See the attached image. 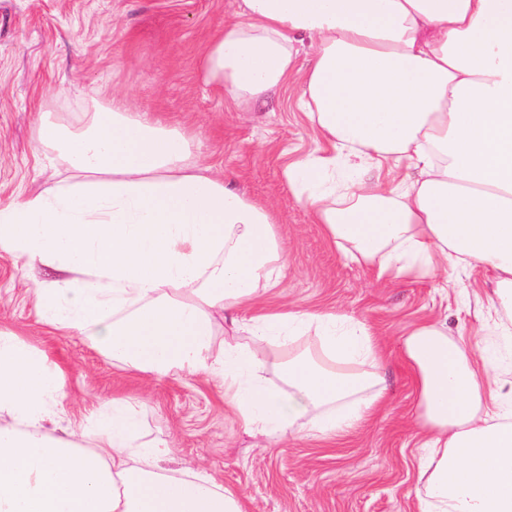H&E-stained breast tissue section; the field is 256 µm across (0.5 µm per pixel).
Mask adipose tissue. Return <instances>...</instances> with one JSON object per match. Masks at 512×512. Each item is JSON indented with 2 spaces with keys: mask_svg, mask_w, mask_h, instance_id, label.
Returning a JSON list of instances; mask_svg holds the SVG:
<instances>
[{
  "mask_svg": "<svg viewBox=\"0 0 512 512\" xmlns=\"http://www.w3.org/2000/svg\"><path fill=\"white\" fill-rule=\"evenodd\" d=\"M310 66L297 72L300 45ZM235 104L299 80V107L329 156L286 175L346 257L381 279L477 262L482 290L512 307V0H233L200 59ZM73 182L0 201V252L53 277L34 290L42 324L154 375H204L255 434L343 435L384 399L379 353L348 315L252 309L285 251L273 210L199 166L196 134L125 100L67 135L40 118ZM406 165L399 181L384 167ZM265 341L313 327L317 352H215L218 320ZM427 459L417 512H512V390H485L443 323L404 338ZM275 368L281 387L263 384ZM63 371L0 328V512H244L212 476L163 473L169 445L139 441L133 401L99 403L60 433Z\"/></svg>",
  "mask_w": 512,
  "mask_h": 512,
  "instance_id": "ef3b65f1",
  "label": "adipose tissue"
}]
</instances>
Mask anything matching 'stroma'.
<instances>
[{
    "label": "stroma",
    "instance_id": "35a3bbf8",
    "mask_svg": "<svg viewBox=\"0 0 512 512\" xmlns=\"http://www.w3.org/2000/svg\"><path fill=\"white\" fill-rule=\"evenodd\" d=\"M232 0H0V201L65 178L66 162L36 146L40 113L77 129L80 115L112 97L158 112L171 126L191 123L197 161L247 198L272 205L286 253L272 309H331L362 321L378 343L388 402L343 438L306 430L280 441L251 435L202 377L161 380L112 363L96 345L41 324L31 302L42 271L0 252V325L45 352L65 372L73 423L98 402L129 398L141 442L168 441L169 470L191 464L237 492L246 512H416L417 394L400 359L408 328L443 319L452 339L487 345L512 381V324L501 308L477 306L487 272L457 265L427 276L377 280L345 258L288 187V165L313 153L315 133L288 89L239 109L205 81L200 55Z\"/></svg>",
    "mask_w": 512,
    "mask_h": 512
}]
</instances>
